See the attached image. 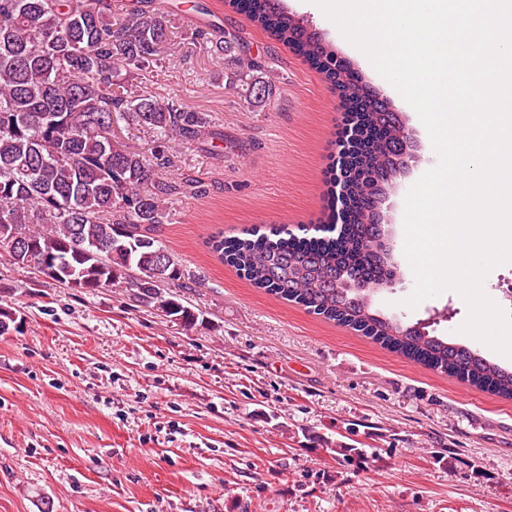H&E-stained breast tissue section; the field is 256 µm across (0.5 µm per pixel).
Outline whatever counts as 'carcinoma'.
<instances>
[{
    "label": "carcinoma",
    "instance_id": "obj_1",
    "mask_svg": "<svg viewBox=\"0 0 512 512\" xmlns=\"http://www.w3.org/2000/svg\"><path fill=\"white\" fill-rule=\"evenodd\" d=\"M251 22L288 45L340 93L346 109L338 209L324 224L219 230L206 246L253 286L463 382L512 399V368L479 351L388 318L374 296L397 268L385 239L381 201L406 176L399 155L404 122L331 44L283 0H235ZM175 53L170 21L135 8L112 16L111 0H0V248L27 265L28 253L55 262L52 280L81 293L120 284L145 306L194 326L180 295L184 270L159 239L168 200L181 185L158 176L166 144L194 141L213 120L169 99L159 102L117 81L118 69L143 71ZM247 62L249 97L270 87ZM155 138L147 158L112 152L113 118ZM324 452L348 462L365 453L340 442Z\"/></svg>",
    "mask_w": 512,
    "mask_h": 512
}]
</instances>
